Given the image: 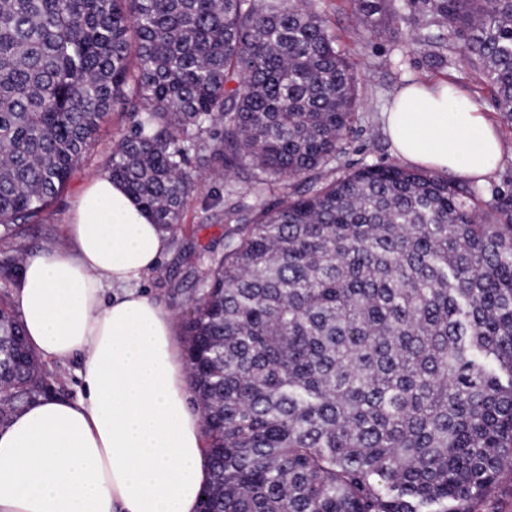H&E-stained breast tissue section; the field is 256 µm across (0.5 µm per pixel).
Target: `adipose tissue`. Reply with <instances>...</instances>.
<instances>
[{"label":"adipose tissue","mask_w":512,"mask_h":512,"mask_svg":"<svg viewBox=\"0 0 512 512\" xmlns=\"http://www.w3.org/2000/svg\"><path fill=\"white\" fill-rule=\"evenodd\" d=\"M413 166L481 183L502 144L461 89L411 84L384 115ZM170 236L108 174L76 200L62 242L28 256L14 288L30 347L80 356V395L48 396L0 429V512H197L210 477L171 310L140 283Z\"/></svg>","instance_id":"obj_1"}]
</instances>
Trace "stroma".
<instances>
[{"label":"stroma","instance_id":"obj_1","mask_svg":"<svg viewBox=\"0 0 512 512\" xmlns=\"http://www.w3.org/2000/svg\"><path fill=\"white\" fill-rule=\"evenodd\" d=\"M312 6L328 20L329 30L340 47L348 48L358 78L360 120L341 162L359 167L393 163L397 157L384 132L382 114L397 90L409 82L445 79L467 92L484 112H491L489 95L478 76L455 65L434 67L422 47L401 44L388 35H374L360 21L354 0H313ZM129 126L128 117L113 113L107 130L92 154L75 171L49 212L35 224L25 225L10 242L0 241V261L35 253L48 244L62 241L69 211L86 182L101 173L114 145ZM224 231V182L206 179L189 200L182 226L171 240L169 252L142 285L158 302L182 315L192 290L189 255L199 246L219 238Z\"/></svg>","mask_w":512,"mask_h":512}]
</instances>
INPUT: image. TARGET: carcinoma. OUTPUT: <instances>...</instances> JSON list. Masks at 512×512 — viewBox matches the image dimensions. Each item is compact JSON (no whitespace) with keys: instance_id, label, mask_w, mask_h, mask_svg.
I'll return each mask as SVG.
<instances>
[{"instance_id":"obj_1","label":"carcinoma","mask_w":512,"mask_h":512,"mask_svg":"<svg viewBox=\"0 0 512 512\" xmlns=\"http://www.w3.org/2000/svg\"><path fill=\"white\" fill-rule=\"evenodd\" d=\"M476 72L512 123V0H356ZM358 80L308 0H0V237L105 168L171 234L202 176L223 246L183 321L210 480L200 512H472L512 469V181L341 165ZM304 188L285 191L286 181ZM0 296V427L50 372Z\"/></svg>"}]
</instances>
